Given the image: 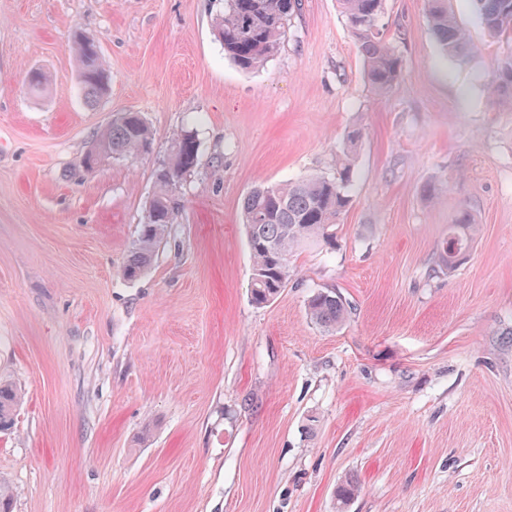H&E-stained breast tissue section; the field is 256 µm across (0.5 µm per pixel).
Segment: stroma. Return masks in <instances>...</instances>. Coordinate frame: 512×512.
Returning a JSON list of instances; mask_svg holds the SVG:
<instances>
[{"instance_id":"35a3bbf8","label":"stroma","mask_w":512,"mask_h":512,"mask_svg":"<svg viewBox=\"0 0 512 512\" xmlns=\"http://www.w3.org/2000/svg\"><path fill=\"white\" fill-rule=\"evenodd\" d=\"M449 5L475 45L465 59L441 55L425 0H387L403 74L381 96L336 0H302L252 72L214 37L220 0H0V378L23 392L0 434L13 512H512V110L487 95L512 41L489 38L470 0ZM77 32L110 74L93 107ZM126 111L153 152L82 172ZM355 124L335 248L296 249L287 286L255 307L244 197L330 171ZM183 128L198 167L166 244L127 280ZM464 210L479 231L447 271L438 254ZM320 288L353 307L336 331L307 315ZM348 478L359 492L342 509Z\"/></svg>"}]
</instances>
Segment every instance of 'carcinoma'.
Returning a JSON list of instances; mask_svg holds the SVG:
<instances>
[{"label":"carcinoma","mask_w":512,"mask_h":512,"mask_svg":"<svg viewBox=\"0 0 512 512\" xmlns=\"http://www.w3.org/2000/svg\"><path fill=\"white\" fill-rule=\"evenodd\" d=\"M339 13L354 36L363 57L367 78L374 90L389 92L402 76V60L386 41L379 21L386 0H337ZM485 32L493 39H512V0H471ZM300 0H224L223 12L214 18L217 40L240 70L263 66L279 50L288 21L299 10ZM430 29L446 57L466 58L473 45L466 30L448 8V0H427ZM79 81L90 102L103 99L109 89V74L97 45L86 36L74 35ZM492 102L512 108V54L504 55L488 87ZM363 128L352 126L336 154L331 173L309 175L285 184L258 183L242 203L243 224L253 267L250 283L252 303L262 307L286 287L290 277L289 257L297 247L322 241L336 244V221L351 204L355 162ZM154 134L138 112H124L100 131L93 141L101 158L137 159L153 148ZM199 143L192 130L172 136L167 153L169 171L155 172L156 191L149 203L147 222L127 256L124 275L134 280L151 265L156 250L172 228L178 210L177 186L198 164ZM476 225L469 212L451 225L439 253V265L452 269L469 249ZM310 319L332 331L348 316L346 299L332 290H320L308 300ZM20 393L11 384L0 383V433L14 425Z\"/></svg>","instance_id":"1"}]
</instances>
